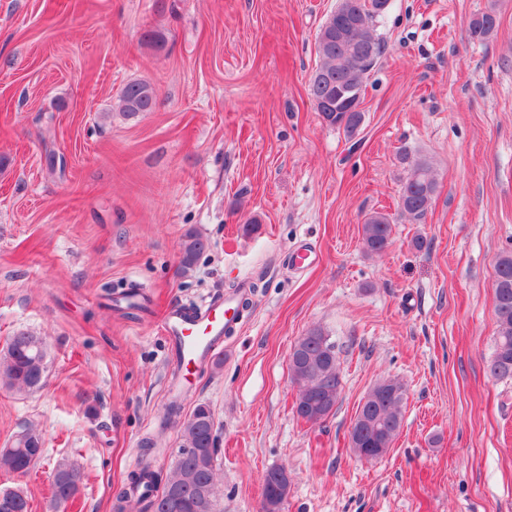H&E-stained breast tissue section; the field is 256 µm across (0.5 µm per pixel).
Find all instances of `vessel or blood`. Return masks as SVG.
I'll return each mask as SVG.
<instances>
[{
    "label": "vessel or blood",
    "mask_w": 512,
    "mask_h": 512,
    "mask_svg": "<svg viewBox=\"0 0 512 512\" xmlns=\"http://www.w3.org/2000/svg\"><path fill=\"white\" fill-rule=\"evenodd\" d=\"M241 319L239 305L215 296L194 308L186 309L178 304L169 306L162 326L181 370L189 372L222 349L225 333L234 331Z\"/></svg>",
    "instance_id": "obj_1"
}]
</instances>
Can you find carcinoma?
<instances>
[{"label": "carcinoma", "instance_id": "obj_1", "mask_svg": "<svg viewBox=\"0 0 512 512\" xmlns=\"http://www.w3.org/2000/svg\"><path fill=\"white\" fill-rule=\"evenodd\" d=\"M368 0H338L336 9L321 25L315 39L318 64L309 82V94L323 121L347 133L357 130L363 113L347 112L345 108L362 98L368 74L382 54V43L375 33L373 22L379 14L371 11ZM356 20V43L366 46L355 56L351 43L336 37V25ZM496 15L489 10L476 15L468 25V37L483 42L495 31ZM118 108L127 114L151 112L155 98L151 86L134 81L127 84L118 99ZM399 162L407 165L398 201L402 215L410 223L420 224L432 207L436 179L432 163L426 158L409 160L408 152L399 154ZM392 219L375 212L362 225V248L369 256L382 255L391 244ZM207 249L206 241L188 232L181 245L180 266L192 268ZM494 312L498 325L494 354L489 364L495 379L512 378V251L499 255L494 283ZM325 332L309 329L291 347L289 373L297 387L295 413L306 422L317 423L334 413L342 392L336 345L323 346ZM41 337L27 331L12 336L0 354V389L34 391L38 378L35 360L39 356L36 343ZM405 385L397 378L382 379L378 396L359 406L354 424L362 436V447L379 459L385 453L377 448H391L402 423ZM169 419L179 424V453L172 469L162 477L145 461L138 470L128 474V484L115 497L116 512H126L131 500H136L140 512H218L217 470L219 448L214 413L206 402L196 404L187 417H182V404L172 401L167 409ZM37 438L33 446L16 440L11 447L0 451V471H28L43 455V440L34 428L26 429ZM81 474L68 460L57 461L53 469L52 490L56 505L64 506L74 500Z\"/></svg>", "mask_w": 512, "mask_h": 512}]
</instances>
